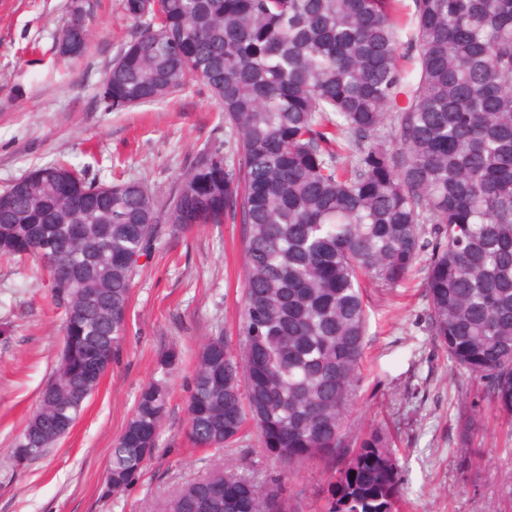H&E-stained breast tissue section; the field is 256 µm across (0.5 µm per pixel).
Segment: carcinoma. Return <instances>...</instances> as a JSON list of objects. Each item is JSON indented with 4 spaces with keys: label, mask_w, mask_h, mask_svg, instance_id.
<instances>
[{
    "label": "carcinoma",
    "mask_w": 512,
    "mask_h": 512,
    "mask_svg": "<svg viewBox=\"0 0 512 512\" xmlns=\"http://www.w3.org/2000/svg\"><path fill=\"white\" fill-rule=\"evenodd\" d=\"M123 0L136 31L101 87L108 108L205 84L234 133L168 196L34 168L0 191V258H33L65 317L53 377L13 444L31 460L66 435L122 349L137 259L158 235L242 225L237 353L200 352L187 434L217 452L246 420L283 462L334 461L319 512H398L389 434L346 444L368 313L363 283L393 288L424 264L431 335L485 381L512 426V0ZM89 44L75 0L64 62ZM166 380L140 392L106 488L135 483L160 434ZM281 483L214 467L158 512H285Z\"/></svg>",
    "instance_id": "1"
}]
</instances>
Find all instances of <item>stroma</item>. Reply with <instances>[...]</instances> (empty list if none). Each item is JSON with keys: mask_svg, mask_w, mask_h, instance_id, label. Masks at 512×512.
I'll return each mask as SVG.
<instances>
[{"mask_svg": "<svg viewBox=\"0 0 512 512\" xmlns=\"http://www.w3.org/2000/svg\"><path fill=\"white\" fill-rule=\"evenodd\" d=\"M90 45L61 65L55 37L71 0H0V190L34 167L67 160L89 177L172 191L179 175L232 131L208 88L192 81L168 98L105 111L99 91L135 28L122 0H85ZM241 227L202 224L161 233L140 257L126 342L71 430L40 457L11 460L15 437L37 405L63 345L62 311L34 261L0 260V512H154L216 462L265 478L288 474V512H316L330 472L321 460L283 466L252 425L221 456L185 438L188 397L201 346L239 345ZM425 271L399 286H367L369 322L362 379L346 421L349 437L389 432L400 467L399 512H512V427L482 382L455 369L431 336ZM175 353L167 412L152 458L128 489L107 492L103 476L143 387ZM479 430L465 433V415ZM483 449L463 462L464 444Z\"/></svg>", "mask_w": 512, "mask_h": 512, "instance_id": "stroma-1", "label": "stroma"}]
</instances>
